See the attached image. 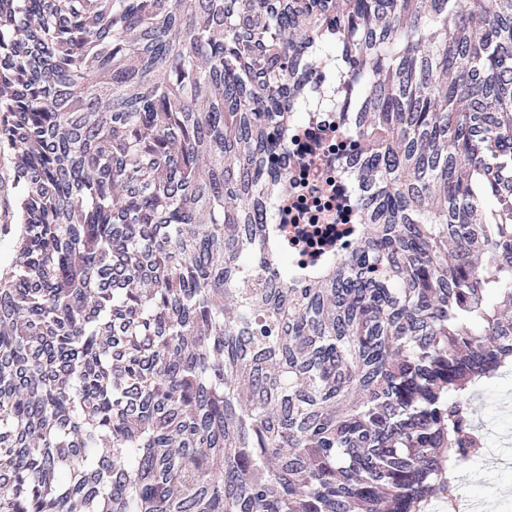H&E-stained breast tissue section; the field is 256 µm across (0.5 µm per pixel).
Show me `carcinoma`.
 I'll return each mask as SVG.
<instances>
[{"instance_id": "obj_1", "label": "carcinoma", "mask_w": 512, "mask_h": 512, "mask_svg": "<svg viewBox=\"0 0 512 512\" xmlns=\"http://www.w3.org/2000/svg\"><path fill=\"white\" fill-rule=\"evenodd\" d=\"M366 190L293 281L316 56ZM0 512H457L512 359V0H0Z\"/></svg>"}]
</instances>
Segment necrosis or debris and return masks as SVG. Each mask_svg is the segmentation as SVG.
Listing matches in <instances>:
<instances>
[{
	"mask_svg": "<svg viewBox=\"0 0 512 512\" xmlns=\"http://www.w3.org/2000/svg\"><path fill=\"white\" fill-rule=\"evenodd\" d=\"M340 140L335 120L322 107L303 112L288 133V193L275 202V221L299 269L335 259L357 234L362 186L353 170L336 166Z\"/></svg>",
	"mask_w": 512,
	"mask_h": 512,
	"instance_id": "obj_1",
	"label": "necrosis or debris"
}]
</instances>
